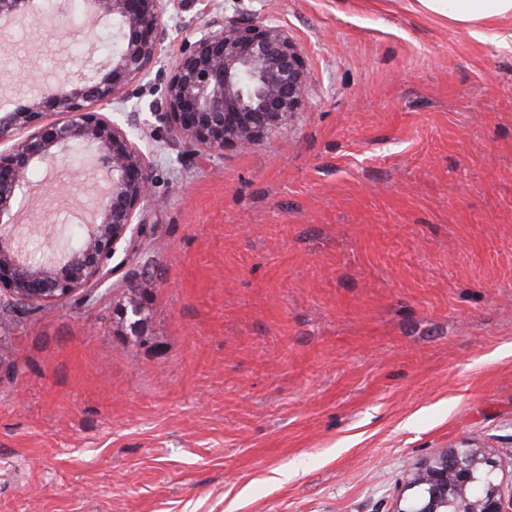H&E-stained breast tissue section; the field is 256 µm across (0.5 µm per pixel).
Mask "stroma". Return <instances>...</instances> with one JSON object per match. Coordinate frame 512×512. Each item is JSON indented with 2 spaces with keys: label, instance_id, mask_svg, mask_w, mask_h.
Here are the masks:
<instances>
[{
  "label": "stroma",
  "instance_id": "35a3bbf8",
  "mask_svg": "<svg viewBox=\"0 0 512 512\" xmlns=\"http://www.w3.org/2000/svg\"><path fill=\"white\" fill-rule=\"evenodd\" d=\"M283 26L304 107L209 159L155 77L117 113L156 202L95 297L0 324V512H401L426 459L481 448L512 495V24L416 0H171L170 70L215 14ZM15 33L54 76L112 48L67 15ZM71 154L29 181L28 247L73 240ZM142 303L145 332L120 315Z\"/></svg>",
  "mask_w": 512,
  "mask_h": 512
}]
</instances>
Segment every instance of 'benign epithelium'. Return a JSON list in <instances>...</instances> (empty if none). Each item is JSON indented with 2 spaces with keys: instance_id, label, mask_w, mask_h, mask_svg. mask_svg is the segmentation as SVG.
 <instances>
[{
  "instance_id": "benign-epithelium-1",
  "label": "benign epithelium",
  "mask_w": 512,
  "mask_h": 512,
  "mask_svg": "<svg viewBox=\"0 0 512 512\" xmlns=\"http://www.w3.org/2000/svg\"><path fill=\"white\" fill-rule=\"evenodd\" d=\"M169 0H83L112 28V51L86 71L66 72L52 82L28 72L39 85L26 104L0 110V321L22 306H50L103 286L115 272L112 260L131 244L153 197L150 162L112 117L126 104L132 86L149 77L169 37ZM50 18L65 31L62 4L46 0H0V54L14 48L11 21ZM180 57L161 77L157 105L174 140L195 155L228 146L251 148L285 125L305 104L302 53L288 31L273 23L215 15L197 27ZM94 149L107 175L105 192L94 200L93 222L63 258L25 251L13 234L18 200L33 198L29 172L58 164L65 154ZM130 334L142 335L144 309L135 300L123 308ZM498 464L478 448H452L423 462L405 479L416 494L399 512H512L497 484ZM484 481L475 499L472 484Z\"/></svg>"
}]
</instances>
